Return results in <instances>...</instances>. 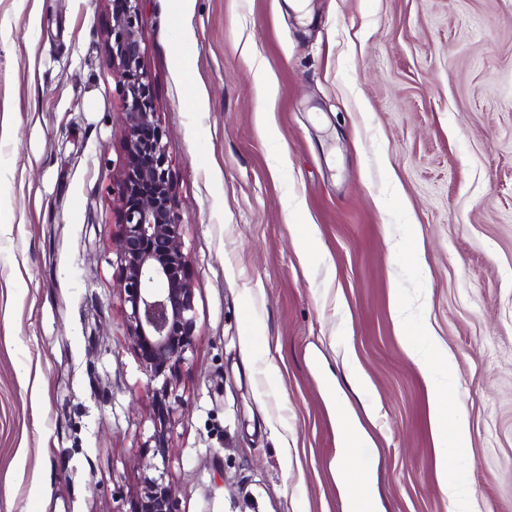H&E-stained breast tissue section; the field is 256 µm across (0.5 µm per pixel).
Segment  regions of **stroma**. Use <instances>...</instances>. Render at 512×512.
<instances>
[{
	"mask_svg": "<svg viewBox=\"0 0 512 512\" xmlns=\"http://www.w3.org/2000/svg\"><path fill=\"white\" fill-rule=\"evenodd\" d=\"M305 3H145L194 284L178 512H350L348 423L376 512H453L421 369L441 347L444 422L469 424L448 477L512 512V0ZM110 25L109 0H0V512H128L153 456Z\"/></svg>",
	"mask_w": 512,
	"mask_h": 512,
	"instance_id": "stroma-1",
	"label": "stroma"
}]
</instances>
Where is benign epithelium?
<instances>
[{"label":"benign epithelium","instance_id":"1","mask_svg":"<svg viewBox=\"0 0 512 512\" xmlns=\"http://www.w3.org/2000/svg\"><path fill=\"white\" fill-rule=\"evenodd\" d=\"M108 33L112 78L121 92L125 163L117 179L122 200L114 238L120 262L118 288L127 332L140 367L155 388L153 456L145 465L142 491L129 512H177L168 477V431L176 412L171 401L176 372L187 362L196 328L193 284L184 253L164 131L156 119L150 80L142 67L146 0H117Z\"/></svg>","mask_w":512,"mask_h":512}]
</instances>
